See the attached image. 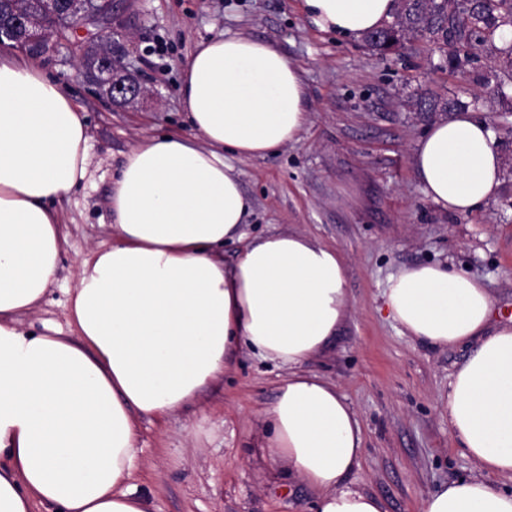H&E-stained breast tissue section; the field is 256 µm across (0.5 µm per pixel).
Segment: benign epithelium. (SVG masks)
Returning <instances> with one entry per match:
<instances>
[{
  "label": "benign epithelium",
  "mask_w": 512,
  "mask_h": 512,
  "mask_svg": "<svg viewBox=\"0 0 512 512\" xmlns=\"http://www.w3.org/2000/svg\"><path fill=\"white\" fill-rule=\"evenodd\" d=\"M44 9L45 13L40 16L24 14L1 18L0 44L6 41L15 42L35 52L49 53L59 43V39L52 35L53 27L45 20V16L55 13V0H45ZM113 15L112 7L98 12L90 7L87 0H69L65 25L72 32L91 28L98 31L99 65L97 69L90 70L81 59L78 74L94 85L100 95L113 102L125 104L137 98L141 87L132 79L119 81L114 76L113 58L119 56L122 49L112 44Z\"/></svg>",
  "instance_id": "obj_1"
}]
</instances>
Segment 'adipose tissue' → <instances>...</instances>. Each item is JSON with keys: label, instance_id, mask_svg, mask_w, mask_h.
<instances>
[{"label": "adipose tissue", "instance_id": "1", "mask_svg": "<svg viewBox=\"0 0 512 512\" xmlns=\"http://www.w3.org/2000/svg\"><path fill=\"white\" fill-rule=\"evenodd\" d=\"M323 32L357 39L396 0H302ZM197 141L163 135L125 157L109 196L118 237L97 247L69 293L70 334L28 333L21 315L54 280L66 237L52 204L84 181L86 127L62 85L32 60L0 56V512H150L130 485L135 415L187 408L236 349L289 367L267 412L271 465L317 496V512H387L350 488L363 433L337 387L298 367L334 336L348 305L340 252L296 233L246 241L250 209L224 151L260 157L296 139L307 113L297 68L271 45L223 33L201 42L179 88ZM416 177L443 210L495 197L503 159L471 113L434 123L414 150ZM243 245L233 266L219 250ZM390 317L448 347L478 338L448 384V426L483 478L443 484L420 512H512V324L485 328L483 284L422 264L391 276Z\"/></svg>", "mask_w": 512, "mask_h": 512}]
</instances>
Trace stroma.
Here are the masks:
<instances>
[{
  "label": "stroma",
  "mask_w": 512,
  "mask_h": 512,
  "mask_svg": "<svg viewBox=\"0 0 512 512\" xmlns=\"http://www.w3.org/2000/svg\"><path fill=\"white\" fill-rule=\"evenodd\" d=\"M223 32L267 42L293 62L308 112L294 141L262 157L227 155L251 201L246 239L296 232L343 256L348 310L300 369L336 384L362 424L363 456L349 485L381 496L388 512H419L440 485L481 475L455 441L443 401L477 343L436 348L404 334L384 311L387 280L440 263L485 286L493 324L512 320V114L494 103L492 88L434 70L424 38L384 57L364 39L318 30L301 0H117L112 38L144 98L120 106L97 94L69 45L39 63L81 113L90 162L86 180L54 204L69 244L43 302L20 325L66 328L82 258L117 238L108 198L126 155L148 137L193 138L179 98L184 67L200 42ZM424 90L487 100L474 115L492 126L505 170L499 193L470 214L443 211L415 177L413 149L443 118L411 111ZM287 374L244 347L189 408L138 418L134 481L153 512H316L311 489L266 457V413Z\"/></svg>",
  "instance_id": "obj_1"
}]
</instances>
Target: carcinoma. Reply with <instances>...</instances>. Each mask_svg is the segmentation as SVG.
I'll use <instances>...</instances> for the list:
<instances>
[{
  "instance_id": "carcinoma-1",
  "label": "carcinoma",
  "mask_w": 512,
  "mask_h": 512,
  "mask_svg": "<svg viewBox=\"0 0 512 512\" xmlns=\"http://www.w3.org/2000/svg\"><path fill=\"white\" fill-rule=\"evenodd\" d=\"M390 21L365 35L366 45L381 54L395 53L404 42L423 37L439 54L444 68L465 77L474 74L479 85H495L502 111L512 112V98L503 91L512 84V43L503 32L512 28V0H398ZM43 0H0V15L39 13ZM484 51L493 66L476 71V51ZM469 103L455 96L441 98L424 94L417 99L419 112H456Z\"/></svg>"
}]
</instances>
